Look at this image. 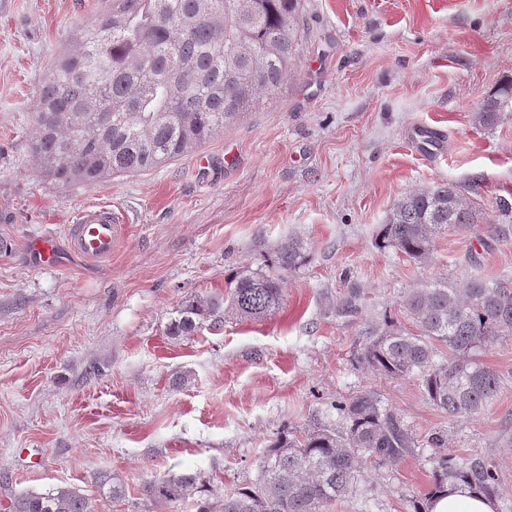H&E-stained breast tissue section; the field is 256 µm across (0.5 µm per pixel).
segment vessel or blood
Returning <instances> with one entry per match:
<instances>
[{
	"label": "vessel or blood",
	"instance_id": "vessel-or-blood-1",
	"mask_svg": "<svg viewBox=\"0 0 512 512\" xmlns=\"http://www.w3.org/2000/svg\"><path fill=\"white\" fill-rule=\"evenodd\" d=\"M125 237V222L111 207L84 211L66 233V250L77 257L102 261L119 251ZM29 252L37 266H57L59 257L52 240L36 237L29 242Z\"/></svg>",
	"mask_w": 512,
	"mask_h": 512
}]
</instances>
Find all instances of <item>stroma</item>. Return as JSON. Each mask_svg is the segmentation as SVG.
<instances>
[{
	"label": "stroma",
	"mask_w": 512,
	"mask_h": 512,
	"mask_svg": "<svg viewBox=\"0 0 512 512\" xmlns=\"http://www.w3.org/2000/svg\"><path fill=\"white\" fill-rule=\"evenodd\" d=\"M105 8L0 0V241L12 245L0 252V512L26 490L95 495L103 473L122 476L127 494L98 512H196L189 500L155 504L144 484L194 470L222 497L255 479L279 432L341 426L333 403L365 387L424 445L361 468L330 512H410L432 486L436 432L460 460L491 462L512 494V336L477 351L501 389L459 419L416 378L383 379L356 359L368 328H412L403 300L428 278L512 279V215L495 205L512 202V110L490 129L472 121L512 78V0H302L294 77L277 98L153 170L61 188L35 169L31 116ZM419 124L440 134L427 156L411 142ZM440 181L482 204L481 223L442 228L425 263L378 248L394 201ZM99 205L125 218L118 254L33 265L30 238L63 239ZM288 236L311 260L286 274L273 315L166 336L185 294L225 293Z\"/></svg>",
	"instance_id": "obj_1"
}]
</instances>
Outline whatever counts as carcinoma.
Returning <instances> with one entry per match:
<instances>
[{
	"mask_svg": "<svg viewBox=\"0 0 512 512\" xmlns=\"http://www.w3.org/2000/svg\"><path fill=\"white\" fill-rule=\"evenodd\" d=\"M301 0H109L44 83L33 116L32 152L41 175L62 187L145 172L210 141L261 102L279 95L298 49ZM512 107V79L483 99L474 120L496 125ZM480 203L450 183L408 191L392 205L377 234L420 263L430 259L444 227L479 223ZM298 237L277 243L266 270H242L227 297L188 293L166 325L173 339L192 336L226 314L259 320L282 300L284 274L305 266ZM416 327L393 320L363 338L357 361L375 375L420 380L425 395L450 418L477 413L499 392L496 371L473 351L512 336V280L471 277L461 287L436 276L413 289L403 304ZM448 355L439 359V346ZM345 427L327 425L297 437L280 433L257 465V478L211 500L209 481L197 471L167 473L144 485L159 505L188 499L196 512H328L355 491L363 462L396 463L418 447L402 418L372 389L336 402ZM426 501L463 481L494 500L503 495L495 467L484 459L434 457ZM98 494L126 496L121 476L97 478ZM9 512H97L95 499L71 486L27 490Z\"/></svg>",
	"mask_w": 512,
	"mask_h": 512,
	"instance_id": "cac0c4a2",
	"label": "carcinoma"
}]
</instances>
